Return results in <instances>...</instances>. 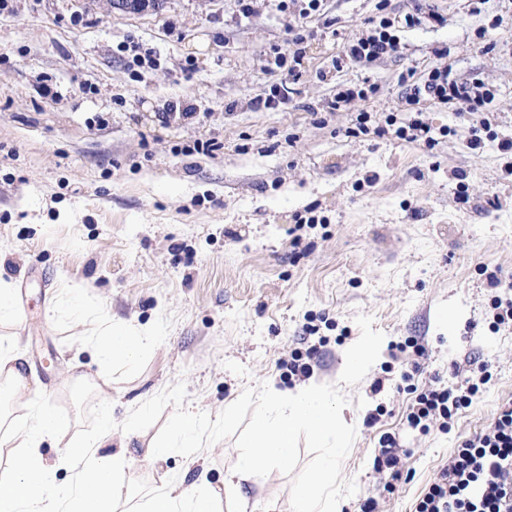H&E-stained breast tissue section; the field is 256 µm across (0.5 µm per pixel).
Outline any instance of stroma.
<instances>
[{
    "mask_svg": "<svg viewBox=\"0 0 512 512\" xmlns=\"http://www.w3.org/2000/svg\"><path fill=\"white\" fill-rule=\"evenodd\" d=\"M423 7L443 23L405 28L396 55L340 60L344 43L380 15ZM164 0L141 13L108 0H0V277L28 289L0 346L25 360L42 409L77 417L67 389L96 384L116 422L176 382L186 408L217 416L247 387L298 386L292 352L317 346L311 382L339 386L356 438L342 464L356 512H412L459 440L512 399V325L493 327L512 283V177L499 148L512 136V0ZM304 30L295 71L276 68ZM150 51L138 62L129 44ZM446 56H439V49ZM445 68L493 94L490 130L469 146L473 117L422 102L436 144L394 134L350 136L358 112L404 121L400 76ZM374 87L329 109L337 86ZM284 102L258 110L254 98ZM191 117H182L185 107ZM169 121H162L163 113ZM80 294H72V287ZM84 314L151 334L133 363L83 350ZM421 337L417 388L463 382L473 363L493 378L451 429H410L413 399L392 346ZM372 342L367 366L345 370ZM157 428L113 431L123 489L161 481L223 486L238 459L226 439L153 462ZM392 434L410 449L384 491L374 467ZM291 479L237 481L241 512H291Z\"/></svg>",
    "mask_w": 512,
    "mask_h": 512,
    "instance_id": "stroma-1",
    "label": "stroma"
}]
</instances>
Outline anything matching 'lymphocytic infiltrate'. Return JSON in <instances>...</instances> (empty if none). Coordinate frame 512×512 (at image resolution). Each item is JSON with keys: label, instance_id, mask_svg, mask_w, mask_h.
I'll use <instances>...</instances> for the list:
<instances>
[{"label": "lymphocytic infiltrate", "instance_id": "obj_1", "mask_svg": "<svg viewBox=\"0 0 512 512\" xmlns=\"http://www.w3.org/2000/svg\"><path fill=\"white\" fill-rule=\"evenodd\" d=\"M400 39L393 20L381 19L367 35L345 43L342 56L355 62H372L398 53ZM406 87L403 98L405 123L395 135L409 142L434 145L429 124L420 117L418 105L428 96L442 104H456L475 115L480 126L491 127L488 105L493 96L484 83H457L447 71L431 69L423 82L414 71L401 77ZM464 386L428 389L414 396L406 413L409 427L427 431L437 421L452 422L469 407L474 396L490 380L487 365ZM414 512H512V401L502 403L489 425L463 438L447 464L414 504Z\"/></svg>", "mask_w": 512, "mask_h": 512}]
</instances>
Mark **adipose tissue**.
<instances>
[{"label":"adipose tissue","instance_id":"obj_1","mask_svg":"<svg viewBox=\"0 0 512 512\" xmlns=\"http://www.w3.org/2000/svg\"><path fill=\"white\" fill-rule=\"evenodd\" d=\"M106 364L132 362L150 337L125 327H97L88 338ZM67 420L40 410L11 437L12 451L0 469V512H118L123 497L116 482L120 458L98 453L95 445L64 443ZM64 443L63 462L72 471L57 482L56 467L41 452L43 444ZM136 512H224V498L213 487L192 491L176 485L157 487Z\"/></svg>","mask_w":512,"mask_h":512}]
</instances>
